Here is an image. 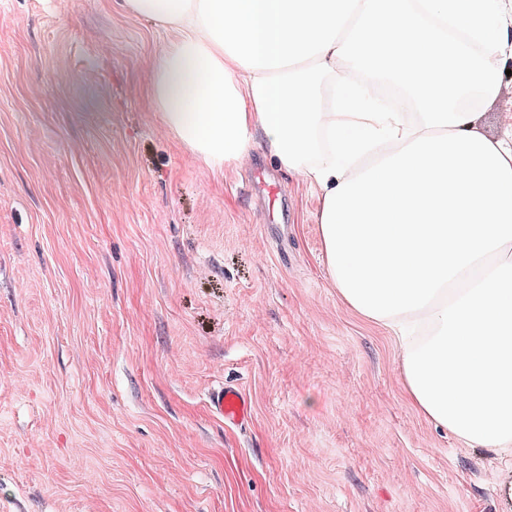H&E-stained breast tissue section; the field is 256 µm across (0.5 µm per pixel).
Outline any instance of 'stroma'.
<instances>
[{"label":"stroma","mask_w":512,"mask_h":512,"mask_svg":"<svg viewBox=\"0 0 512 512\" xmlns=\"http://www.w3.org/2000/svg\"><path fill=\"white\" fill-rule=\"evenodd\" d=\"M120 3L0 0V512H512V457L426 420L331 284L317 194L263 143L220 178L161 127L162 35ZM212 412L229 427L242 429L251 417V404L247 395L237 386L224 383L211 392Z\"/></svg>","instance_id":"1"}]
</instances>
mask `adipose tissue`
Listing matches in <instances>:
<instances>
[{
    "mask_svg": "<svg viewBox=\"0 0 512 512\" xmlns=\"http://www.w3.org/2000/svg\"><path fill=\"white\" fill-rule=\"evenodd\" d=\"M164 30L148 75L165 129L214 174L256 141L318 195L327 275L394 332L404 390L473 448L512 452V0H124ZM405 112L371 105L380 77ZM506 69L512 71V58L506 56L501 70V96L492 103H481L473 110L478 113L477 125L491 138H501L512 125V75H506Z\"/></svg>",
    "mask_w": 512,
    "mask_h": 512,
    "instance_id": "1",
    "label": "adipose tissue"
}]
</instances>
